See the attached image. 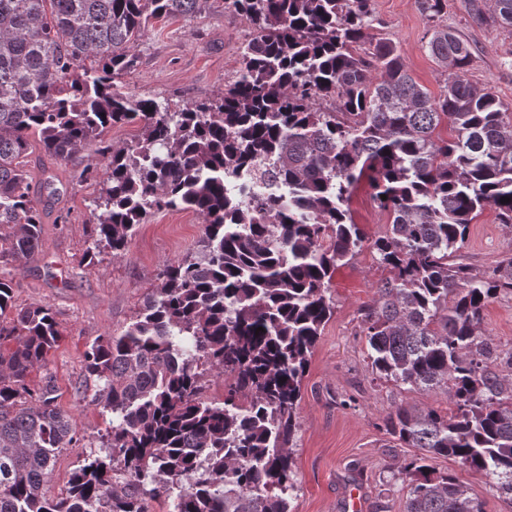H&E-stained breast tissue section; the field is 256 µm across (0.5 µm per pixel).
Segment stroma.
Instances as JSON below:
<instances>
[{
    "label": "stroma",
    "mask_w": 512,
    "mask_h": 512,
    "mask_svg": "<svg viewBox=\"0 0 512 512\" xmlns=\"http://www.w3.org/2000/svg\"><path fill=\"white\" fill-rule=\"evenodd\" d=\"M379 21L375 37L391 39L415 81L439 95L448 76L432 57L428 43L434 29L451 30L471 48L466 77L475 87L493 92L512 105V30L482 22L468 0H445L434 17L417 0H371ZM256 29L244 17L225 9L224 0H206L201 12L153 21L138 43L136 68L118 86L136 97L153 98L181 109L185 104L220 98L240 67L239 49ZM32 193L54 177L62 195L44 218L38 251L20 261L0 262V279L12 283L16 310L50 307L62 339L44 368L28 379L39 389L53 378L56 405L69 417L79 441L62 451L49 482L51 494L64 491L72 471L101 445L110 413L94 402L83 373V354L100 335L121 333L156 287L164 264L195 251L203 226L191 211H160L137 225L125 250L93 248L91 212L99 186L83 181L82 160L57 164L40 145L27 157ZM356 224L367 239L384 235L389 218L375 206L368 186L351 204ZM512 248V233L486 208L470 226L464 263L476 271L495 266ZM93 261H85L87 250ZM388 272L371 249L337 267L330 296L335 313L327 322L310 358L297 410L299 429L291 448L297 491L291 512H402L409 486L399 473L415 449L386 434L383 420L403 404L449 414L451 405L439 390H413L373 380L360 334L363 310L377 297ZM482 330L501 349L512 348V294L492 300L483 312ZM440 474L455 476L484 512H512V497L492 490L485 474L469 470L451 457L427 460Z\"/></svg>",
    "instance_id": "stroma-1"
}]
</instances>
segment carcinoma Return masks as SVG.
Instances as JSON below:
<instances>
[{
  "label": "carcinoma",
  "instance_id": "1",
  "mask_svg": "<svg viewBox=\"0 0 512 512\" xmlns=\"http://www.w3.org/2000/svg\"><path fill=\"white\" fill-rule=\"evenodd\" d=\"M205 2L0 0V260L38 250L61 196L51 177L45 198L31 193L33 136L61 164L106 160L79 173L102 177L95 246L125 249L152 211L203 223L196 251L163 266L126 329L87 347L85 378L112 428L57 497L52 471L77 439L52 380L27 384L62 338L56 314L28 307L0 328V512H148L161 494L173 512H290L302 379L334 314L333 273L364 246L350 209L364 181L390 219L371 244L389 277L361 319L371 374L442 389L455 407L398 405L384 418L421 450L403 467L405 512H482L426 460L451 456L512 494V385L499 374L512 351L481 331L487 304L512 292V254L482 273L462 261L485 208L512 232V105L469 83V45L446 29L429 49L448 81L423 90L397 46L372 37L371 0H224L258 34L222 97L172 111L121 92L150 21ZM469 4L512 28V0ZM130 122L143 129L135 144L102 138ZM211 371L227 379L220 401L201 396Z\"/></svg>",
  "mask_w": 512,
  "mask_h": 512
}]
</instances>
